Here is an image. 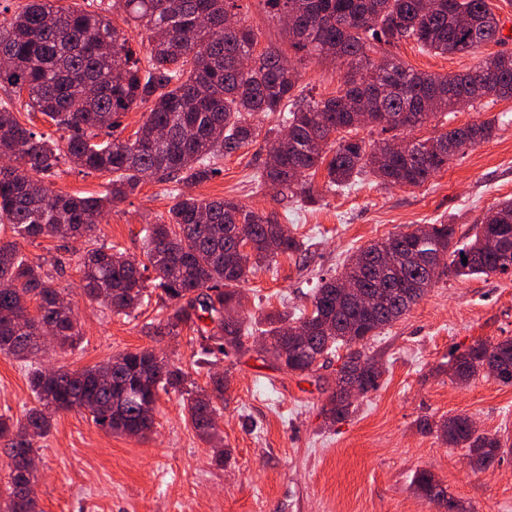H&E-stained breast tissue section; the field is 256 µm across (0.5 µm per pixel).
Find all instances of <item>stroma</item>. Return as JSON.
Instances as JSON below:
<instances>
[{
  "mask_svg": "<svg viewBox=\"0 0 512 512\" xmlns=\"http://www.w3.org/2000/svg\"><path fill=\"white\" fill-rule=\"evenodd\" d=\"M242 17L257 35V51H284L315 99L334 96L345 72L288 45L285 26L265 0H241ZM512 53V35L476 53L438 55L408 40L392 53L428 74L469 71L483 58ZM492 117L494 137L449 163L420 186L390 187L366 176L335 191L326 171L308 176L313 201L283 200L259 185L267 145L257 141L220 160L211 180L189 187L203 199L232 197L242 205L277 212L281 223L308 242L307 254L282 255L243 283V317L260 321L282 307L309 308L307 295L320 276L341 270L357 248L423 224H451L469 241L474 224L512 200V99L466 108L428 120L413 130L428 138ZM111 174L61 164L47 185L58 193L102 194ZM176 197L168 184L148 179L135 195L107 209L102 243L145 258L144 229L166 216ZM29 260H46L56 288L70 301L81 326L75 348L52 350L45 359L71 370L102 363L127 350L152 348L206 386L196 364L192 332L172 338L161 332L166 310L157 294L131 315H115L79 290L80 239L19 240ZM512 339V273L440 277L428 294L398 321L369 340L365 352L384 368L380 385L362 396L347 420L329 427L320 414L325 391L339 364L299 377L257 353L229 357L217 366L228 389L218 402L220 446L201 440L180 393L160 394L155 428L147 438L106 432L79 410L56 414L49 435L37 440L36 493L41 512H447L423 497L413 478L430 471L450 497L472 512H512V385L481 375L457 384L448 371L454 351L478 341ZM24 365L0 354V416L14 419L35 406ZM464 414L505 448L499 464L473 474L466 451L421 432L422 419Z\"/></svg>",
  "mask_w": 512,
  "mask_h": 512,
  "instance_id": "1",
  "label": "stroma"
}]
</instances>
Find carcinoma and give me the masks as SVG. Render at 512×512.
<instances>
[{"label":"carcinoma","mask_w":512,"mask_h":512,"mask_svg":"<svg viewBox=\"0 0 512 512\" xmlns=\"http://www.w3.org/2000/svg\"><path fill=\"white\" fill-rule=\"evenodd\" d=\"M57 0H27L5 28L0 27V88L27 93L29 106L66 133L59 145L21 124L0 102V224L23 238H83L82 293L115 314L128 315L144 300L146 282L165 297L160 326L175 338L188 330L202 340L201 365L217 356L251 351L306 376L316 359L344 347L335 387L321 407L334 424L355 411L343 384L368 393L379 386L382 368L357 346L405 315L441 275L429 273L422 258L440 252L459 276L504 274L512 267V200L501 202L475 225L474 240L458 246L451 224L431 232L399 233L357 249L341 272L325 277L310 298L311 311L270 312L268 328L253 330L237 313L240 285L282 254L307 247L274 213L245 209L233 198L201 199L178 194L165 220L145 228L148 263L133 265L120 251L97 245L107 205L135 194L143 177L197 185L217 172V160L256 141L250 122L256 112H281L278 127L265 140L288 142L267 153L260 181L288 198L313 199L301 177L325 166L331 190L347 188L362 175L387 186H420L448 167L457 155L490 140L496 120L473 122L424 140L401 139L399 148L384 138L373 145L352 135L355 115L373 106L372 126L381 132L412 130L438 113L458 111L485 99H512V53L500 52L464 74L433 76L406 66L387 48L413 40L437 54H468L501 42L502 22L488 0H266L277 16H292L288 41L297 51L315 53L348 65L343 87L317 100L299 85L298 74L278 50H255L252 31L241 24L228 30L224 18L237 0H121L130 21L149 32L145 59L135 57L130 36L97 12L59 7ZM386 48L381 64L368 57ZM149 112L134 138L115 136L121 116L133 109ZM88 172H109L111 187L102 196H71L51 191L43 181L62 162ZM245 224V247L234 228ZM391 249L393 264L372 278L364 268L371 254ZM467 262H462V258ZM153 271L155 276L145 275ZM353 280L378 297L370 315L358 311L343 293ZM53 326L57 346L74 347L80 338L77 317L39 264L20 257L14 240L0 237V354L30 364V384L38 405L24 417L0 416V437H9L10 472L5 512H41L30 470L33 441L52 428L51 413L83 409L93 422L118 435L145 437L154 427L159 393H186L185 408L197 435L217 436L214 400L224 398V375L209 372L211 389L195 386L182 369L156 362L152 349L121 353L124 364L108 360L81 370L62 367L49 373L31 359L44 351L40 327ZM298 331L290 343L286 331ZM495 363L508 369L500 379L512 384V339L477 342L454 356L453 375L463 385ZM422 430L467 449L473 472L501 460V443L473 427L467 415L445 418ZM414 484L448 512H469L448 496L434 475L421 470Z\"/></svg>","instance_id":"cac0c4a2"}]
</instances>
